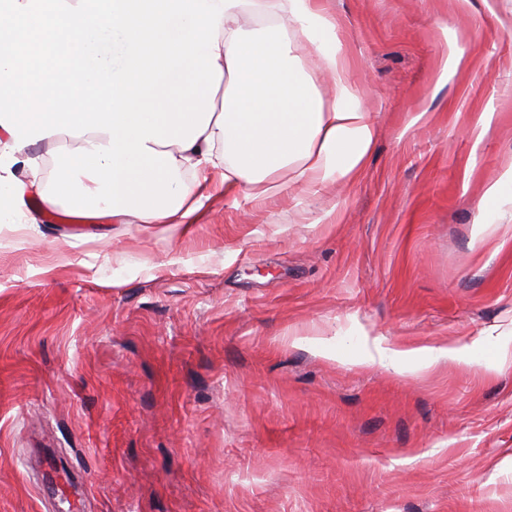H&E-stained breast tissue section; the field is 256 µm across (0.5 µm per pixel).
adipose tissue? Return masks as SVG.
<instances>
[{
  "label": "adipose tissue",
  "instance_id": "adipose-tissue-1",
  "mask_svg": "<svg viewBox=\"0 0 512 512\" xmlns=\"http://www.w3.org/2000/svg\"><path fill=\"white\" fill-rule=\"evenodd\" d=\"M291 25L311 49L312 68L301 62ZM218 31L223 76L210 125L191 147L168 148L193 173L168 223H196L217 187L259 203L293 187L317 196L355 180L378 127L348 81L336 22L319 0H251L225 9ZM322 80L335 90L332 101L317 91Z\"/></svg>",
  "mask_w": 512,
  "mask_h": 512
}]
</instances>
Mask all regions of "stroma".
Returning a JSON list of instances; mask_svg holds the SVG:
<instances>
[{
	"instance_id": "stroma-1",
	"label": "stroma",
	"mask_w": 512,
	"mask_h": 512,
	"mask_svg": "<svg viewBox=\"0 0 512 512\" xmlns=\"http://www.w3.org/2000/svg\"><path fill=\"white\" fill-rule=\"evenodd\" d=\"M322 4L378 126L356 180L0 227V512H512V206L479 202L512 0ZM379 359L381 362L386 361L387 366L391 367L396 373H401L399 368V360L409 355H422L429 358H437L440 356L444 357H464L465 350L458 347H441V348H430L422 347L411 350H400L393 348L378 347Z\"/></svg>"
}]
</instances>
